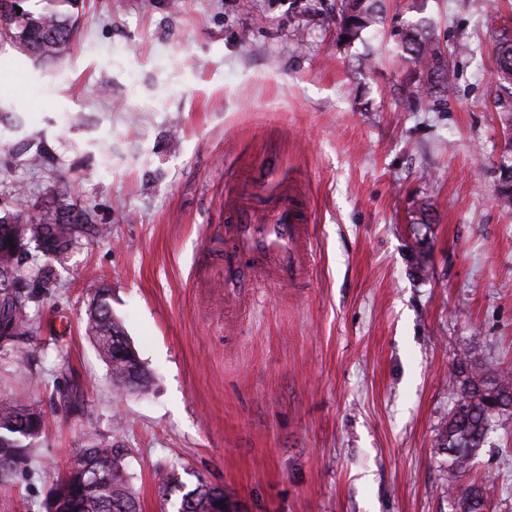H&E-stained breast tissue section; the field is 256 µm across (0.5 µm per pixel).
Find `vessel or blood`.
Here are the masks:
<instances>
[{"label": "vessel or blood", "mask_w": 512, "mask_h": 512, "mask_svg": "<svg viewBox=\"0 0 512 512\" xmlns=\"http://www.w3.org/2000/svg\"><path fill=\"white\" fill-rule=\"evenodd\" d=\"M311 216L310 198L295 180L278 182L260 203L245 188L226 197L224 231L208 237L209 251L220 254L226 293L244 299L273 280L305 285L313 267Z\"/></svg>", "instance_id": "1"}]
</instances>
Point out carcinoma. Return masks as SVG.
<instances>
[{
    "instance_id": "obj_1",
    "label": "carcinoma",
    "mask_w": 512,
    "mask_h": 512,
    "mask_svg": "<svg viewBox=\"0 0 512 512\" xmlns=\"http://www.w3.org/2000/svg\"><path fill=\"white\" fill-rule=\"evenodd\" d=\"M383 22L378 0H341L338 12L337 33L349 40L361 36L362 32ZM76 20L63 19L58 12L46 10L40 13L25 11L6 21L0 36L20 46L27 53L39 58L61 56L73 34ZM423 27L409 21H395L392 32L397 37L405 57L418 70L416 90L408 93L405 104L411 105L415 95L423 91L433 97L448 92L453 72L448 58L439 47L422 36ZM494 86L509 90L505 97L495 98L496 110L502 113L504 130L512 129V37L501 34L497 44V68ZM500 166L502 183L498 192L500 205L512 209V155H504ZM79 215L68 214L47 221L43 218L30 220L27 229L31 237H37L44 229L51 241V255L66 250L71 241L66 239L69 225L76 223ZM10 316L13 329L31 328L26 308L21 297L11 304ZM88 331L98 351L107 362L112 379L117 386H129L123 360L112 352L115 339L126 337L122 325L112 315L106 295L94 299L88 313ZM465 375L459 392L456 393L453 409L443 435V447L448 449V470L454 473L466 471L482 447L493 421L512 408V377L499 375L494 378L469 367L466 359L460 360L454 369ZM43 415L12 397H0V482H4L27 465L32 442L39 435ZM79 455L87 458L88 469L80 479L70 481L67 486L66 512H139V504L131 491L132 476L123 464L124 449L110 444L83 448ZM164 496L180 495L177 512H207L209 496L213 488L203 479H197L193 488L178 477H167L163 483ZM486 489L472 485L458 496L460 512H483Z\"/></svg>"
}]
</instances>
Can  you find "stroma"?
I'll list each match as a JSON object with an SVG mask.
<instances>
[{
    "label": "stroma",
    "mask_w": 512,
    "mask_h": 512,
    "mask_svg": "<svg viewBox=\"0 0 512 512\" xmlns=\"http://www.w3.org/2000/svg\"><path fill=\"white\" fill-rule=\"evenodd\" d=\"M337 0H83L67 54L0 43V217L78 209L72 246L19 254L31 332L0 340V396L44 417L0 512H45L69 458L125 449L142 512L178 475L242 512H512V409L462 476L443 432L460 357L512 374V152L493 103L512 0H382L428 21L454 72L404 109L386 23L345 41ZM300 177L314 269L245 304L201 287L226 193ZM110 227L101 235V227ZM108 289L147 386L117 390L86 333ZM507 167L508 172L505 171ZM502 183L498 192V202L507 210L512 209V155H503L500 159ZM486 489L484 486L472 485L464 489L458 498L457 507L461 512H482L485 506Z\"/></svg>",
    "instance_id": "obj_1"
}]
</instances>
